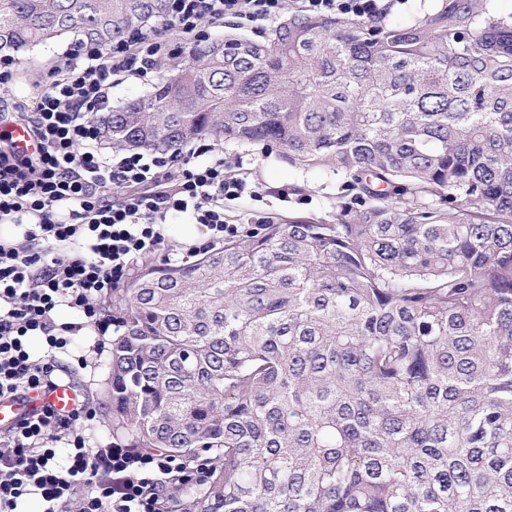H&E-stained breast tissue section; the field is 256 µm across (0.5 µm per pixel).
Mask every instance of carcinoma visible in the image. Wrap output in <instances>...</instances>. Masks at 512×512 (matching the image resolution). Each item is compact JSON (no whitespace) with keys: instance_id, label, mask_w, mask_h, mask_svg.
<instances>
[{"instance_id":"1","label":"carcinoma","mask_w":512,"mask_h":512,"mask_svg":"<svg viewBox=\"0 0 512 512\" xmlns=\"http://www.w3.org/2000/svg\"><path fill=\"white\" fill-rule=\"evenodd\" d=\"M393 7L227 31L98 120L116 149L258 143L343 177L334 221L239 224L112 289V438L208 467L168 512H512V20ZM165 16L0 0V56Z\"/></svg>"}]
</instances>
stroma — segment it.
Masks as SVG:
<instances>
[{
    "mask_svg": "<svg viewBox=\"0 0 512 512\" xmlns=\"http://www.w3.org/2000/svg\"><path fill=\"white\" fill-rule=\"evenodd\" d=\"M71 40H55L28 51L20 57L9 88L0 90V107L8 110L34 111L37 94L47 80L51 67L62 53L70 50ZM215 154L223 158L232 175L242 179L250 191H257V198L248 195L224 203V219L237 224L254 214L288 218L294 215L321 217L332 221L336 218V188L339 177L321 172L306 173L288 167L276 154L262 146L245 143H219ZM164 241L151 259L157 264H180L186 247L200 244L205 236L200 225L188 218H168L163 226ZM84 355L91 362V369L73 371L71 380L84 388L85 394L97 409L95 420L88 426L92 441L108 443L111 431L103 419L108 412L107 383L109 381V354L98 355L85 349Z\"/></svg>",
    "mask_w": 512,
    "mask_h": 512,
    "instance_id": "obj_1",
    "label": "stroma"
}]
</instances>
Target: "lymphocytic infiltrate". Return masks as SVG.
<instances>
[{
    "instance_id": "obj_1",
    "label": "lymphocytic infiltrate",
    "mask_w": 512,
    "mask_h": 512,
    "mask_svg": "<svg viewBox=\"0 0 512 512\" xmlns=\"http://www.w3.org/2000/svg\"><path fill=\"white\" fill-rule=\"evenodd\" d=\"M287 0H166L162 25L140 29L100 48L79 42L64 53L38 94L33 112L0 113V397L44 392L59 384L61 358L87 330L106 335L102 299L136 260L154 253L168 215L187 213L205 227L208 243L223 244L234 225L224 202L246 184L226 171L207 146L179 162L143 149L104 157L95 111L114 84L133 77L151 82L166 56L209 38L206 23L230 18L260 28ZM24 126L36 145L14 149L4 125ZM127 188L123 197L113 189ZM77 323H61V308ZM42 355L30 349L31 338ZM97 410L79 397L66 414L51 406L0 431V512H23L32 498L42 512H161L162 491L173 481H199L174 457L132 448L92 447L82 429Z\"/></svg>"
}]
</instances>
